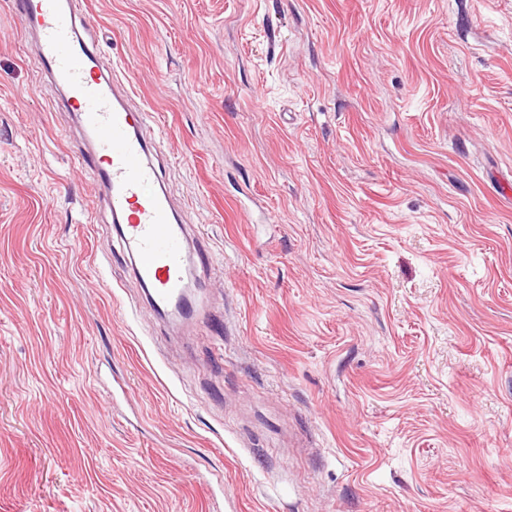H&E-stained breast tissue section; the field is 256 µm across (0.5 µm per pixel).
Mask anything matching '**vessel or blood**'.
Masks as SVG:
<instances>
[{
  "label": "vessel or blood",
  "mask_w": 512,
  "mask_h": 512,
  "mask_svg": "<svg viewBox=\"0 0 512 512\" xmlns=\"http://www.w3.org/2000/svg\"><path fill=\"white\" fill-rule=\"evenodd\" d=\"M14 12L24 32L36 37L43 72L66 89L67 106L93 140L85 172L109 189L118 235L138 278L150 286L156 307L173 306L184 288L185 226L140 134L148 113L130 110V88L100 66L97 30L74 0H15Z\"/></svg>",
  "instance_id": "1"
}]
</instances>
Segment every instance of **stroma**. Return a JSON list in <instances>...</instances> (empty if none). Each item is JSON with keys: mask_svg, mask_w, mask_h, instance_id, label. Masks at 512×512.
I'll list each match as a JSON object with an SVG mask.
<instances>
[{"mask_svg": "<svg viewBox=\"0 0 512 512\" xmlns=\"http://www.w3.org/2000/svg\"><path fill=\"white\" fill-rule=\"evenodd\" d=\"M84 6L202 288L0 0V512H512V0Z\"/></svg>", "mask_w": 512, "mask_h": 512, "instance_id": "obj_1", "label": "stroma"}]
</instances>
